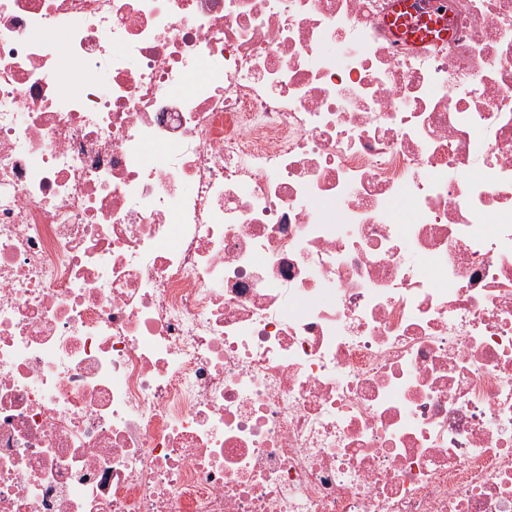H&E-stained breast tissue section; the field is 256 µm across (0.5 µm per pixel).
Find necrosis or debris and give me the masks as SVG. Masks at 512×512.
<instances>
[{
  "mask_svg": "<svg viewBox=\"0 0 512 512\" xmlns=\"http://www.w3.org/2000/svg\"><path fill=\"white\" fill-rule=\"evenodd\" d=\"M0 0V512H512V0Z\"/></svg>",
  "mask_w": 512,
  "mask_h": 512,
  "instance_id": "obj_1",
  "label": "necrosis or debris"
}]
</instances>
